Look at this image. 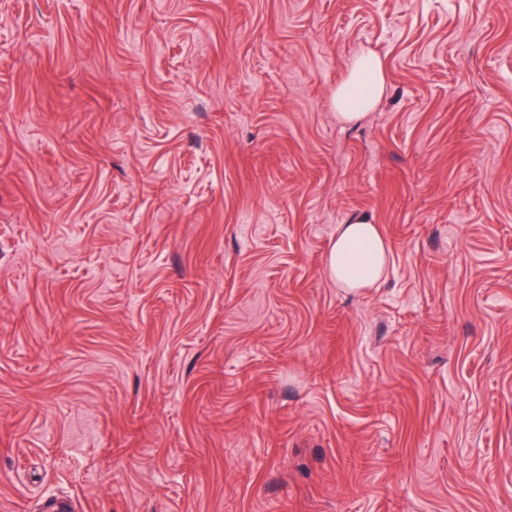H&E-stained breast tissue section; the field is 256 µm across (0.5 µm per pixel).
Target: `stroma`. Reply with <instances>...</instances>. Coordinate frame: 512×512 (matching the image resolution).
Instances as JSON below:
<instances>
[{"mask_svg":"<svg viewBox=\"0 0 512 512\" xmlns=\"http://www.w3.org/2000/svg\"><path fill=\"white\" fill-rule=\"evenodd\" d=\"M59 502L512 512V0H0V512ZM365 76L369 77L370 83L362 88ZM384 87L385 80L379 59L371 56L356 58L351 65L348 79L336 91L338 118L344 122L362 118L379 101ZM388 245L376 224L365 217L339 224L326 255V272L340 288L359 290L378 282L386 272Z\"/></svg>","mask_w":512,"mask_h":512,"instance_id":"35a3bbf8","label":"stroma"}]
</instances>
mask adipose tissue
<instances>
[{"mask_svg":"<svg viewBox=\"0 0 512 512\" xmlns=\"http://www.w3.org/2000/svg\"><path fill=\"white\" fill-rule=\"evenodd\" d=\"M385 87L378 58H356L349 76L336 91V111L341 121L363 117L381 98ZM388 245L377 225L355 217L338 225L326 255V272L338 287L358 290L372 286L386 272Z\"/></svg>","mask_w":512,"mask_h":512,"instance_id":"1","label":"adipose tissue"}]
</instances>
